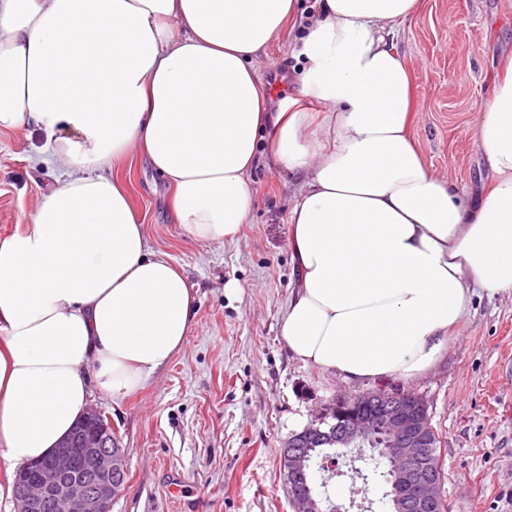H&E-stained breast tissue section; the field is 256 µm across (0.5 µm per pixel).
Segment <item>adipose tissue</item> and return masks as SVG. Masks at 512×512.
<instances>
[{
  "mask_svg": "<svg viewBox=\"0 0 512 512\" xmlns=\"http://www.w3.org/2000/svg\"><path fill=\"white\" fill-rule=\"evenodd\" d=\"M421 0H0V132L39 127L64 182L0 243V456L51 454L93 387L145 389L183 346L195 297L153 253L109 174L134 152L194 240H234L259 162L300 178L281 335L348 384L413 381L475 290L512 292V56L477 122L478 204L430 172L395 51ZM299 89L272 111L257 65L288 27Z\"/></svg>",
  "mask_w": 512,
  "mask_h": 512,
  "instance_id": "ef3b65f1",
  "label": "adipose tissue"
}]
</instances>
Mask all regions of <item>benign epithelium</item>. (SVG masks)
Returning <instances> with one entry per match:
<instances>
[{
	"mask_svg": "<svg viewBox=\"0 0 512 512\" xmlns=\"http://www.w3.org/2000/svg\"><path fill=\"white\" fill-rule=\"evenodd\" d=\"M435 434L427 402L413 393L379 389L336 398L281 448L293 512H322L309 480L311 450L321 445L374 449L387 467L392 512H438L443 496ZM128 470L111 422L92 407L46 457L38 478L19 479L16 512H110Z\"/></svg>",
	"mask_w": 512,
	"mask_h": 512,
	"instance_id": "benign-epithelium-1",
	"label": "benign epithelium"
}]
</instances>
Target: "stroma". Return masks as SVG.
<instances>
[{
	"label": "stroma",
	"mask_w": 512,
	"mask_h": 512,
	"mask_svg": "<svg viewBox=\"0 0 512 512\" xmlns=\"http://www.w3.org/2000/svg\"><path fill=\"white\" fill-rule=\"evenodd\" d=\"M282 32L259 61L273 105L296 86ZM395 48L417 97L414 135L429 169L479 197L490 172L475 126L493 94L500 58L512 52V0H423ZM36 127L0 133V243L23 232L35 203L62 172ZM127 190L153 251L183 270L197 315L180 351L146 390L123 400L93 389L91 404L112 421L129 456L124 492L111 512H292L280 450L325 405L367 393L364 385L302 363L281 336L296 274L288 207L296 179L258 165L254 207L236 241L198 242L174 224L171 189L140 156L111 170ZM237 282L235 291L227 283ZM380 388L419 395L439 435L448 512H512V293L476 291L438 365L415 381ZM335 468L315 467L324 512H390L382 465L333 451Z\"/></svg>",
	"instance_id": "stroma-1"
}]
</instances>
